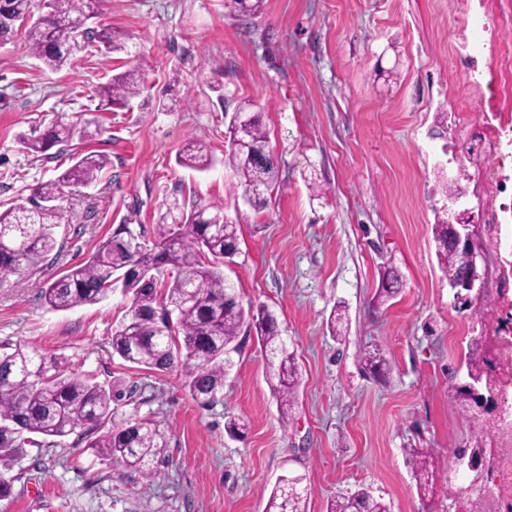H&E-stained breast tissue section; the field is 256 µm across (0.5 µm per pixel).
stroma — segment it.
Listing matches in <instances>:
<instances>
[{"label":"stroma","mask_w":512,"mask_h":512,"mask_svg":"<svg viewBox=\"0 0 512 512\" xmlns=\"http://www.w3.org/2000/svg\"><path fill=\"white\" fill-rule=\"evenodd\" d=\"M99 23L125 51L74 52L59 70L30 51L24 33L0 45V208L25 203L84 154L107 165L87 186L54 202L62 249L40 275L0 285V340L60 358L68 372L118 383L135 395L124 413L153 420L167 440L153 482L97 457L76 436L28 445L8 470L12 494L0 512H264L281 477L304 476L308 512L363 488L391 512H504L495 463L512 453L493 415L463 409L454 385L465 360L490 351L499 376L498 413L512 417V230L485 224L483 174L496 158L474 149L476 121L496 124L497 105L474 95L458 0H262L251 15L234 0H99ZM145 56L144 88L123 108L100 110L95 94ZM262 113L277 180L265 207L246 202L224 162L239 104ZM75 127L67 145L33 158L18 138L57 119ZM206 145L212 166L176 158L186 141ZM466 186L479 226L485 279L461 308L441 271L432 226L440 168ZM319 199H311L312 190ZM220 204L239 226V252L223 274L243 304L277 316L299 368L298 402L281 419L269 367L249 330L232 354L224 396L199 407L179 371L138 368L114 354L113 330L129 301L121 290L68 311L41 290L83 262L124 220L146 244L160 219L193 204ZM403 286L378 301L380 274ZM344 308L348 331L327 321ZM381 348L390 372L370 378L359 362ZM243 436L224 430L228 417ZM482 447L478 469L455 470L461 449ZM429 449L436 480L420 497L405 454Z\"/></svg>","instance_id":"obj_1"}]
</instances>
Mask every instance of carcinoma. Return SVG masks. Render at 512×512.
<instances>
[{
	"label": "carcinoma",
	"instance_id": "cac0c4a2",
	"mask_svg": "<svg viewBox=\"0 0 512 512\" xmlns=\"http://www.w3.org/2000/svg\"><path fill=\"white\" fill-rule=\"evenodd\" d=\"M31 0H0V43L25 28L31 52L45 65L58 70L68 64L72 43L93 40L108 52L125 49L112 27L94 29L92 0L72 5L53 0L46 19L31 18ZM140 85L127 74H117L99 87L103 109L138 96ZM74 126L56 121L42 136L19 139L22 148L37 157L54 144L72 140ZM267 146V134L259 116L249 126L245 142L230 137L224 162L243 180L245 193L263 192L275 182V164L259 163L252 150ZM178 164L203 171L212 157L198 143H187ZM107 160L93 152L81 157L57 178L35 188L25 204L0 211V278L25 281L43 269L45 259L57 248L52 205L67 185H88L97 179ZM439 265L455 286L469 270V253L453 244L454 228L433 225ZM238 252L237 225L224 218L218 205L192 206L174 228H163L152 249L136 244L129 224L121 225L83 263L74 265L43 291L51 309L66 311L97 304L112 294L115 286L129 298L130 317L112 333L113 353L124 361L149 370L167 372L181 368L184 387L202 407L213 405L224 391V374L230 354L239 351V336L245 309L233 282L219 270L226 253ZM380 294L391 297L400 290L398 275L382 274ZM252 327L272 369L273 394L281 416L288 418L297 399L296 355L283 340L276 317L260 305L251 314ZM363 369L374 376L385 373L387 362L380 350L361 351ZM128 393L117 386H104L87 377L66 373L57 357L28 352L19 343L0 341V463L17 457L26 445V435L89 439L97 456L149 480L165 460L166 438L149 419L129 416L106 433L98 429L114 422L118 406ZM415 476L428 470L422 448L407 449ZM300 475L283 477L271 491L266 512H307V493ZM326 512H390L383 499L361 489L331 501Z\"/></svg>",
	"mask_w": 512,
	"mask_h": 512
}]
</instances>
